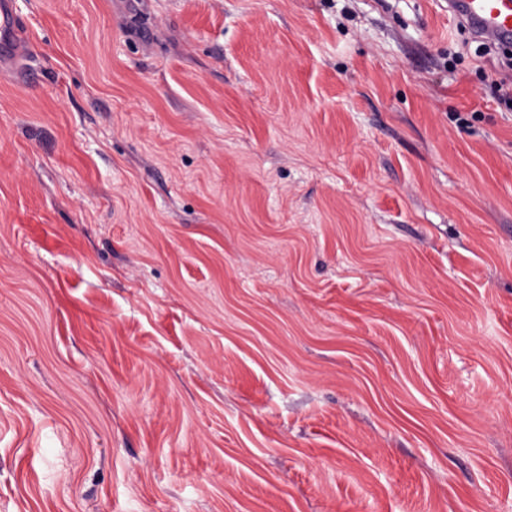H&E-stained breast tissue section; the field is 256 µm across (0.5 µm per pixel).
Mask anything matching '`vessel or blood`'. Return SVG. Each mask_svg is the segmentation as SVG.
<instances>
[{
  "label": "vessel or blood",
  "mask_w": 512,
  "mask_h": 512,
  "mask_svg": "<svg viewBox=\"0 0 512 512\" xmlns=\"http://www.w3.org/2000/svg\"><path fill=\"white\" fill-rule=\"evenodd\" d=\"M448 11L483 41L512 43V0H448ZM22 51L19 20L11 0H0V59Z\"/></svg>",
  "instance_id": "1"
}]
</instances>
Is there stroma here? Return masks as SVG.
<instances>
[{
  "label": "stroma",
  "instance_id": "stroma-1",
  "mask_svg": "<svg viewBox=\"0 0 512 512\" xmlns=\"http://www.w3.org/2000/svg\"><path fill=\"white\" fill-rule=\"evenodd\" d=\"M0 512H512V101L448 0H12Z\"/></svg>",
  "mask_w": 512,
  "mask_h": 512
}]
</instances>
